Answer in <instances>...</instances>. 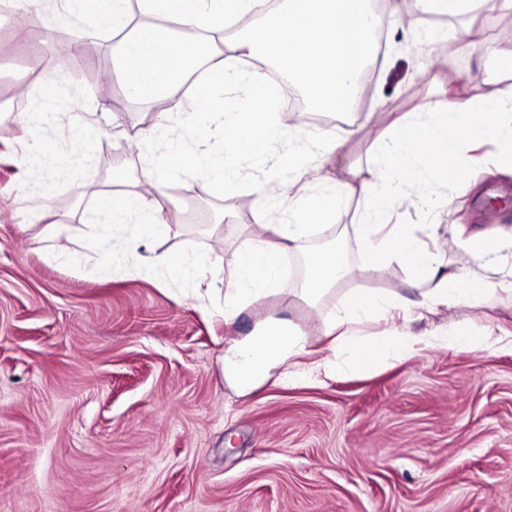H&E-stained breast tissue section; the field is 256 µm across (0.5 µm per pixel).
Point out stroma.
Returning a JSON list of instances; mask_svg holds the SVG:
<instances>
[{
	"mask_svg": "<svg viewBox=\"0 0 512 512\" xmlns=\"http://www.w3.org/2000/svg\"><path fill=\"white\" fill-rule=\"evenodd\" d=\"M398 2L387 49L347 119L316 122L307 104L282 114L312 136L345 140L335 168L367 169L389 113L435 104L430 60L441 51L470 98L512 88V71L459 43L467 17ZM30 24L29 36L0 4V44L12 47L0 58V97L20 87L37 98L40 85L20 62L38 56L57 71L53 111L91 113L99 134L76 143L56 127L26 132L0 112V512H512L511 350L429 348L371 373L311 370L332 355L324 328L345 289L413 298L425 273L395 257L367 260L349 233L351 274L319 302L304 300L298 273L225 325L236 252L261 208L252 169L231 194L190 175L169 184L170 232L140 254L194 257L197 280L163 284L107 270L101 244L112 230L91 216L107 193L138 190L148 148L137 133L155 112L114 82L57 69L60 22ZM31 137L50 138L59 161L34 215ZM422 187L430 207H401L392 223L434 225L449 271L464 267L500 287L467 307L439 309L418 329L457 322L511 332L512 172L480 175L470 188ZM366 206L359 197L342 205L309 238L287 244L284 257L307 262L331 227L359 223ZM456 223L472 234L498 231L499 250L465 252ZM56 235L79 240L80 254L47 261ZM278 318L304 332L297 378L276 375L239 395L219 371L227 342Z\"/></svg>",
	"mask_w": 512,
	"mask_h": 512,
	"instance_id": "35a3bbf8",
	"label": "stroma"
}]
</instances>
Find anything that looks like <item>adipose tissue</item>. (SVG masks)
<instances>
[{"label": "adipose tissue", "mask_w": 512, "mask_h": 512, "mask_svg": "<svg viewBox=\"0 0 512 512\" xmlns=\"http://www.w3.org/2000/svg\"><path fill=\"white\" fill-rule=\"evenodd\" d=\"M133 0H50L53 13L77 19L76 40L111 29L113 76L128 97L154 102L169 97L195 74H202L209 89L204 102H193L177 114L160 113L158 121L140 130L139 142L165 139L166 144L148 160L139 192L113 193L96 212L99 224L122 234L123 248L112 260L137 274L172 279L188 277L196 264L183 256L157 255L135 262L139 247L167 233L163 213L171 202V179L196 175L219 191L238 187L241 159L268 156L273 144L288 145L286 155L274 158L262 193L281 194L291 188L296 212L309 222H322L331 211L354 195L363 196L369 209L356 227L367 257L393 256L435 278L434 288L416 299L396 300L387 294L348 291L326 324L334 338V356L322 363L325 373H368L390 360H406L429 347L497 351L512 349V337L471 330L447 323L431 330H414L425 313L468 305L491 292L487 276L458 271L444 273L446 252L424 246L409 225L389 223L397 207L425 204L421 179L439 185H459L462 170L476 160L468 145L490 140L499 148L498 159L512 166V92L491 94L481 101L467 97L465 87L439 80L440 101L420 118L400 115L390 124L369 173L349 167L343 177L324 175L331 157L344 153L343 139L312 141L299 127L280 121L281 90L264 71H243L241 62L272 63L287 79L307 93L318 112H344L353 104L357 79L377 59L373 31L381 24L371 0H134L143 25L132 23ZM242 23L234 37H226L227 22ZM20 124L68 126L70 136L84 139L93 130L83 114L52 111L43 99L35 111L18 113ZM220 137V149L189 148L198 136ZM306 225L287 222L285 215L261 213L257 228L237 251L236 286L224 296V321L233 323L242 303L255 302L274 288L285 242L307 234ZM351 273L343 252L329 245L316 250L307 268L302 292L318 302ZM401 313L402 323L374 336H364L361 324L370 317ZM304 333L287 320L268 322L254 334L229 341L221 373L229 384L246 393L268 380L275 371L288 370L291 358L302 353Z\"/></svg>", "instance_id": "1"}]
</instances>
